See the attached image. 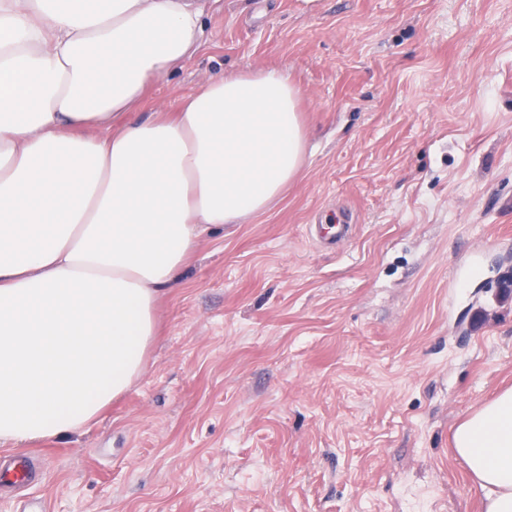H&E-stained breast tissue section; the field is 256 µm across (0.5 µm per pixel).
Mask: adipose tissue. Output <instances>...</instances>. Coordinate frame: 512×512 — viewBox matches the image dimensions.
<instances>
[{
    "mask_svg": "<svg viewBox=\"0 0 512 512\" xmlns=\"http://www.w3.org/2000/svg\"><path fill=\"white\" fill-rule=\"evenodd\" d=\"M208 0H0V447L80 434L140 376L156 308L200 241L304 167L299 89L264 67L172 112L145 91L207 39ZM512 512V388L452 431Z\"/></svg>",
    "mask_w": 512,
    "mask_h": 512,
    "instance_id": "obj_1",
    "label": "adipose tissue"
}]
</instances>
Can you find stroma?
<instances>
[{
  "instance_id": "stroma-1",
  "label": "stroma",
  "mask_w": 512,
  "mask_h": 512,
  "mask_svg": "<svg viewBox=\"0 0 512 512\" xmlns=\"http://www.w3.org/2000/svg\"><path fill=\"white\" fill-rule=\"evenodd\" d=\"M206 27L140 111L281 71L303 171L201 242L140 378L0 512H481L449 435L512 386V0H220Z\"/></svg>"
}]
</instances>
